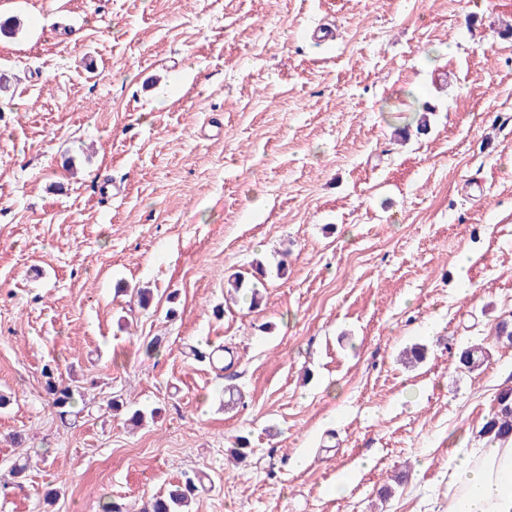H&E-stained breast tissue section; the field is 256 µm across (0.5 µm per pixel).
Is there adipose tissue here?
Masks as SVG:
<instances>
[{"instance_id":"obj_1","label":"adipose tissue","mask_w":512,"mask_h":512,"mask_svg":"<svg viewBox=\"0 0 512 512\" xmlns=\"http://www.w3.org/2000/svg\"><path fill=\"white\" fill-rule=\"evenodd\" d=\"M451 512H512V439L485 441L448 468Z\"/></svg>"}]
</instances>
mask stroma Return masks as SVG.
Returning <instances> with one entry per match:
<instances>
[{
    "label": "stroma",
    "instance_id": "obj_1",
    "mask_svg": "<svg viewBox=\"0 0 512 512\" xmlns=\"http://www.w3.org/2000/svg\"><path fill=\"white\" fill-rule=\"evenodd\" d=\"M0 77V512H448L512 384V0H0ZM45 377V391L51 399V405L55 409L56 416H58L60 422L66 424L69 418L74 415V390L70 386L56 380L51 370H46ZM196 486L194 480L187 478L179 485H175L167 494L153 498L148 508L143 512H182L181 508L195 496Z\"/></svg>",
    "mask_w": 512,
    "mask_h": 512
}]
</instances>
